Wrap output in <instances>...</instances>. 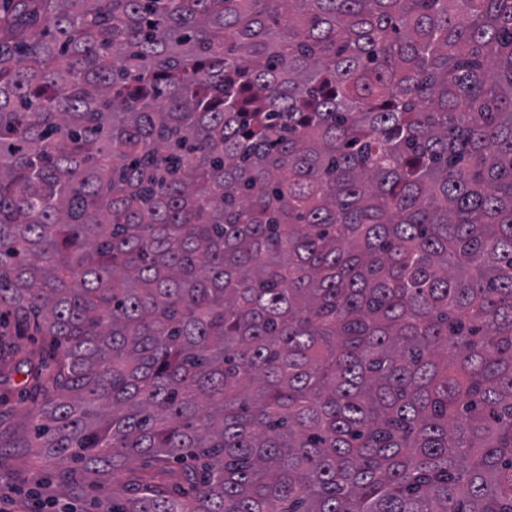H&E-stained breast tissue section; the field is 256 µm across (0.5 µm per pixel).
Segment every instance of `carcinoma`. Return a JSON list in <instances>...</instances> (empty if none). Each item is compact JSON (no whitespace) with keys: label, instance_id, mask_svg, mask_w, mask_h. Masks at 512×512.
Returning a JSON list of instances; mask_svg holds the SVG:
<instances>
[{"label":"carcinoma","instance_id":"obj_1","mask_svg":"<svg viewBox=\"0 0 512 512\" xmlns=\"http://www.w3.org/2000/svg\"><path fill=\"white\" fill-rule=\"evenodd\" d=\"M0 309L102 512H512V0H0Z\"/></svg>","mask_w":512,"mask_h":512}]
</instances>
